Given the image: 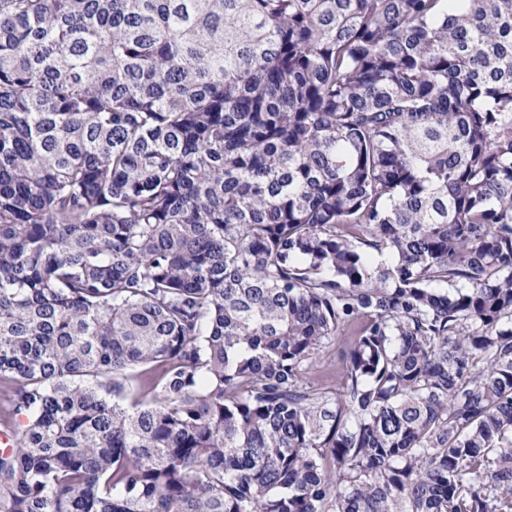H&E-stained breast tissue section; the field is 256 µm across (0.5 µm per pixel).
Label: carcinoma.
<instances>
[{
    "mask_svg": "<svg viewBox=\"0 0 512 512\" xmlns=\"http://www.w3.org/2000/svg\"><path fill=\"white\" fill-rule=\"evenodd\" d=\"M1 434L0 512H512V0H0Z\"/></svg>",
    "mask_w": 512,
    "mask_h": 512,
    "instance_id": "cac0c4a2",
    "label": "carcinoma"
}]
</instances>
